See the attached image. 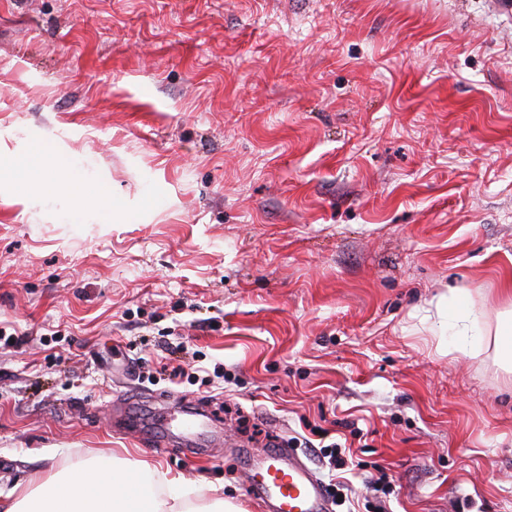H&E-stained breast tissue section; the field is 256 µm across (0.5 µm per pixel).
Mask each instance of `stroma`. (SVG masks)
Masks as SVG:
<instances>
[{"mask_svg": "<svg viewBox=\"0 0 512 512\" xmlns=\"http://www.w3.org/2000/svg\"><path fill=\"white\" fill-rule=\"evenodd\" d=\"M36 139L128 212L75 183L70 223L51 168L0 190V490L134 448L271 512L242 452L321 428L331 512L381 470L387 512H512V0H0V155ZM176 401L218 446L118 424ZM467 291L465 288H449L448 294L442 292L437 299L436 308L438 311H442L448 298H451L456 302V306L451 317V321L448 323V332L450 336H455L457 340L467 338V336H473L474 324L477 320L474 312L468 309V307H460L458 301L461 296L466 295ZM512 319L511 310L498 321L494 336V347L502 367L512 371Z\"/></svg>", "mask_w": 512, "mask_h": 512, "instance_id": "stroma-1", "label": "stroma"}]
</instances>
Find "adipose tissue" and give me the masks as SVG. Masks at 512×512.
Wrapping results in <instances>:
<instances>
[{"label":"adipose tissue","mask_w":512,"mask_h":512,"mask_svg":"<svg viewBox=\"0 0 512 512\" xmlns=\"http://www.w3.org/2000/svg\"><path fill=\"white\" fill-rule=\"evenodd\" d=\"M66 179L85 172L47 140L33 141L0 166V183L24 184L37 193L44 166ZM0 512H236L223 497L185 488L181 478L160 466L129 457L98 455L56 471L37 485L0 490Z\"/></svg>","instance_id":"1"}]
</instances>
